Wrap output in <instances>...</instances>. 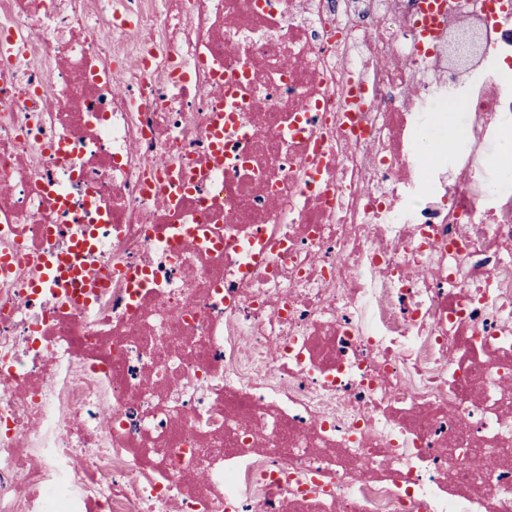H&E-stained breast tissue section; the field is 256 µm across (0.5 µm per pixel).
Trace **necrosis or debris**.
Returning a JSON list of instances; mask_svg holds the SVG:
<instances>
[{
	"instance_id": "necrosis-or-debris-1",
	"label": "necrosis or debris",
	"mask_w": 512,
	"mask_h": 512,
	"mask_svg": "<svg viewBox=\"0 0 512 512\" xmlns=\"http://www.w3.org/2000/svg\"><path fill=\"white\" fill-rule=\"evenodd\" d=\"M436 2L0 0V512H512V0ZM437 112H420L419 123L425 130H432V138L437 139L446 134H449V130L455 131V135L451 136L452 139L448 143V163L451 161L455 152L460 148L459 140L462 134V127L464 122V112H458L456 109L452 111L449 117V124L444 126H438L436 122Z\"/></svg>"
}]
</instances>
